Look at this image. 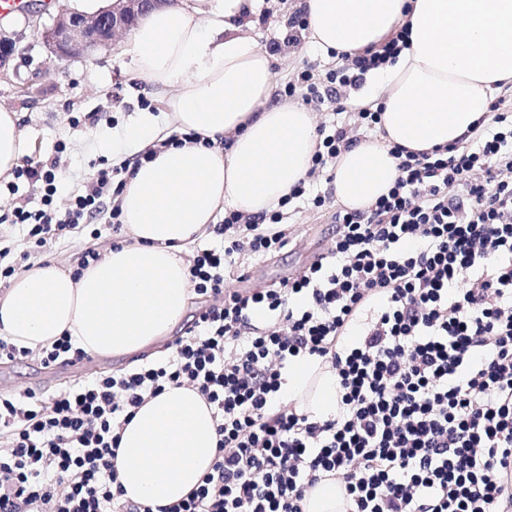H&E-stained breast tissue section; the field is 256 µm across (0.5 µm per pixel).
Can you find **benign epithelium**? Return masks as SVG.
I'll return each instance as SVG.
<instances>
[{
    "label": "benign epithelium",
    "mask_w": 512,
    "mask_h": 512,
    "mask_svg": "<svg viewBox=\"0 0 512 512\" xmlns=\"http://www.w3.org/2000/svg\"><path fill=\"white\" fill-rule=\"evenodd\" d=\"M171 0H111L94 14L70 10L58 13L42 37L49 52L60 58L85 57L101 45L115 42L129 33L148 11L167 5ZM22 55L17 42L0 33V74Z\"/></svg>",
    "instance_id": "7a95c632"
}]
</instances>
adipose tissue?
<instances>
[{"instance_id":"obj_1","label":"adipose tissue","mask_w":512,"mask_h":512,"mask_svg":"<svg viewBox=\"0 0 512 512\" xmlns=\"http://www.w3.org/2000/svg\"><path fill=\"white\" fill-rule=\"evenodd\" d=\"M310 43L321 54L354 52L402 25L410 46L370 76L385 89L381 129L336 160V199L368 207L395 183L390 150L460 142L488 117L495 93L512 85V0H302ZM261 0H173L142 16L125 40L134 79L163 104L122 132L131 152L173 133L230 137L166 147L143 163L119 197L126 241L105 248L80 278L54 264L14 275L0 296V335L37 351L70 333L93 356L143 350L184 319L193 298L184 250L205 238L217 209L258 214L305 179L316 150L315 118L275 104L276 58L247 36L244 13ZM27 151L15 112L0 107V177ZM315 414L336 411V381L301 364L282 391ZM213 411L193 390L172 385L125 425L114 460L127 499L152 512L185 499L215 462Z\"/></svg>"}]
</instances>
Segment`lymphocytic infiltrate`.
Returning <instances> with one entry per match:
<instances>
[{"mask_svg":"<svg viewBox=\"0 0 512 512\" xmlns=\"http://www.w3.org/2000/svg\"><path fill=\"white\" fill-rule=\"evenodd\" d=\"M408 37L403 26L339 53L332 68L290 73L277 98L343 119L317 126L307 177L277 208L230 210L213 226L215 244L188 265L208 302L162 355L45 396H0V512H151L109 476L122 426L169 385L213 406L219 439L211 472L163 512H305L323 477L344 488L345 512H512V100L492 101L490 124H475L466 146L393 147L388 194L332 210V247L298 274L265 289L226 286L245 277L244 257L293 243L291 201L330 210L331 192L310 188L380 124V109L350 101ZM92 167L63 211L55 164L14 168L42 193L40 209L12 212L30 253L100 218L121 233L115 200L133 167ZM303 360L333 372L335 415L282 398Z\"/></svg>","mask_w":512,"mask_h":512,"instance_id":"1","label":"lymphocytic infiltrate"}]
</instances>
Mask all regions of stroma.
<instances>
[{
    "label": "stroma",
    "instance_id": "stroma-1",
    "mask_svg": "<svg viewBox=\"0 0 512 512\" xmlns=\"http://www.w3.org/2000/svg\"><path fill=\"white\" fill-rule=\"evenodd\" d=\"M27 4L23 14L0 18V32L29 49L27 58L17 61L15 70L0 78V106L19 113L20 127L33 156L56 160L63 184L57 204L63 207L69 193L89 176L92 161L111 160L112 137L141 112L142 96L131 90V64L123 53V41L98 49L93 57L64 61L55 59L43 45V28L62 10L79 9V0H27ZM295 5L296 0H265L268 19L247 16L246 33L262 46L281 39ZM89 112L96 113V120H86ZM73 116L81 117L80 125L70 124ZM60 140L68 145L61 154L55 151ZM291 223L295 245L267 262L250 266L247 287L264 288L294 275L330 247L336 227L322 214L300 203ZM113 240L111 230L102 222L97 234L86 231L51 244L43 259L70 270L83 251L103 250ZM80 372L77 366L46 369L35 359L21 365L0 364V394L47 393Z\"/></svg>",
    "mask_w": 512,
    "mask_h": 512
}]
</instances>
